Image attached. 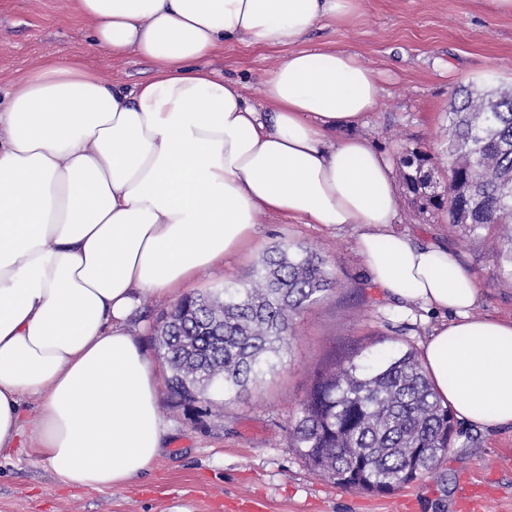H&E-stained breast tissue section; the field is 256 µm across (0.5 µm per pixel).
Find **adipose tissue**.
Returning a JSON list of instances; mask_svg holds the SVG:
<instances>
[{"mask_svg":"<svg viewBox=\"0 0 512 512\" xmlns=\"http://www.w3.org/2000/svg\"><path fill=\"white\" fill-rule=\"evenodd\" d=\"M73 2L92 49L133 50L153 75L108 83L49 56L0 105V452L37 449L83 489L148 470L167 425L129 316L239 253L262 214L351 228L375 286L444 315L422 344L441 403L512 425V319L478 315L476 278L394 229L389 159L330 137L380 87L355 55L303 42L358 0ZM236 42L289 50L261 105L201 65Z\"/></svg>","mask_w":512,"mask_h":512,"instance_id":"adipose-tissue-1","label":"adipose tissue"}]
</instances>
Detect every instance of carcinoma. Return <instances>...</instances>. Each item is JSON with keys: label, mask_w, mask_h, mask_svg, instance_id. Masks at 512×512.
Returning a JSON list of instances; mask_svg holds the SVG:
<instances>
[{"label": "carcinoma", "mask_w": 512, "mask_h": 512, "mask_svg": "<svg viewBox=\"0 0 512 512\" xmlns=\"http://www.w3.org/2000/svg\"><path fill=\"white\" fill-rule=\"evenodd\" d=\"M447 153L444 185L429 155L399 157L412 204L446 211L466 238L492 232L499 269L512 276V91L456 93ZM334 285L323 257L283 246L263 254L241 286L181 299L156 329L172 397H240L277 367L294 315ZM454 433L452 413L408 350L352 357L317 374L288 439L318 475L345 489L389 494L431 469Z\"/></svg>", "instance_id": "cac0c4a2"}]
</instances>
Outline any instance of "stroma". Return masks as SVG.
<instances>
[{"mask_svg": "<svg viewBox=\"0 0 512 512\" xmlns=\"http://www.w3.org/2000/svg\"><path fill=\"white\" fill-rule=\"evenodd\" d=\"M89 28L71 0H0V97L47 56L82 58L102 79L128 86L151 78L150 62L130 51H93ZM307 44L355 53L381 89L366 124L355 127L390 161L416 149L439 167L449 102L466 88H512V13L491 0H359L354 17L325 22ZM287 48L226 45L204 65L238 83L251 102ZM395 228L420 243L448 248L482 288L479 313L512 319V278L500 274L497 242L465 239L441 211L416 210L401 194ZM301 245L331 265L336 286L293 318V334L275 371L240 398L216 405L180 406L167 394L170 371L154 326L176 303L150 299L130 318L158 379V405L168 424L153 465L112 490L62 483L34 450L0 456V512H461L459 490L469 487L480 512H512V426L457 422V432L432 469L390 494L346 490L318 476L288 445V429L316 372L348 359L397 350L420 352L440 318L404 306L370 280L350 228H328L265 215L249 251L202 273L188 294L246 282L263 253Z\"/></svg>", "mask_w": 512, "mask_h": 512, "instance_id": "1", "label": "stroma"}]
</instances>
